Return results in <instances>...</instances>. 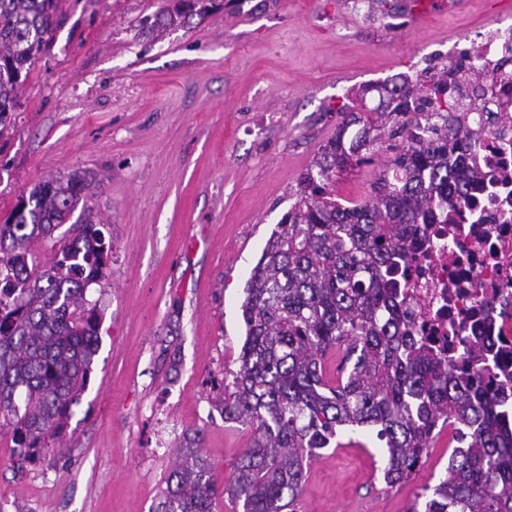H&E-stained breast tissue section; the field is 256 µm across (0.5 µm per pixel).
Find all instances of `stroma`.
<instances>
[{"label": "stroma", "mask_w": 512, "mask_h": 512, "mask_svg": "<svg viewBox=\"0 0 512 512\" xmlns=\"http://www.w3.org/2000/svg\"><path fill=\"white\" fill-rule=\"evenodd\" d=\"M407 0H229L162 37L138 21L161 0H60V24L0 131V223L35 183L101 180L75 211L104 225V313L66 456L17 466L0 435V512H155L186 433L205 431L216 480L254 436L225 421L246 328L245 286L297 181L374 85L457 63L490 22L487 0L409 28ZM373 164L336 177L364 201ZM310 464L296 512H410L448 465L439 435L412 480L387 487L382 444L340 435Z\"/></svg>", "instance_id": "1"}]
</instances>
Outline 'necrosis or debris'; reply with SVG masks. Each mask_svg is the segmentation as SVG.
I'll return each mask as SVG.
<instances>
[{"label":"necrosis or debris","instance_id":"1","mask_svg":"<svg viewBox=\"0 0 512 512\" xmlns=\"http://www.w3.org/2000/svg\"><path fill=\"white\" fill-rule=\"evenodd\" d=\"M486 70L481 111L472 113V146L449 150L448 165L478 173L468 198L437 224L421 225L396 274L408 330L419 342L461 361L484 339L482 362L512 376V25L488 26L466 52Z\"/></svg>","mask_w":512,"mask_h":512}]
</instances>
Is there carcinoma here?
I'll return each instance as SVG.
<instances>
[{
	"label": "carcinoma",
	"mask_w": 512,
	"mask_h": 512,
	"mask_svg": "<svg viewBox=\"0 0 512 512\" xmlns=\"http://www.w3.org/2000/svg\"><path fill=\"white\" fill-rule=\"evenodd\" d=\"M223 0H166L142 17L159 36L202 22ZM59 0H0V126L21 79L58 29ZM480 73L444 67L391 85L323 145L298 181L296 201L271 232L246 283V338L224 421L248 422L254 438L220 487L200 451L204 429L177 450L158 512H213L227 496L243 512H282L301 492L307 465L341 433L367 430L384 443L387 485L408 483L437 431L455 427L444 476L424 510L512 512V404L506 384L481 379L419 344L404 325L387 278L417 224L444 217L477 173L448 167V147L467 150L468 112ZM400 139L363 203L336 198V173L369 162L375 132ZM453 141H448V133ZM94 188L72 174L42 181L0 224V427L13 455L32 463L67 430L99 350L101 308L87 297L112 254L104 225H71L54 257L31 250L50 238ZM344 350L336 382L326 355Z\"/></svg>",
	"instance_id": "obj_1"
}]
</instances>
